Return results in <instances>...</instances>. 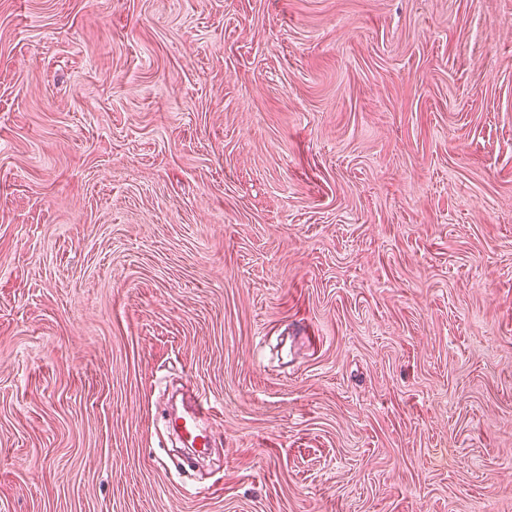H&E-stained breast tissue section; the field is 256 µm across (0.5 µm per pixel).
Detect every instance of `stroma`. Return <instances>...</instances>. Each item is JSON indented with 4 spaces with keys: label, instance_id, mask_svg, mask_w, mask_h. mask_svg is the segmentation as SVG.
<instances>
[{
    "label": "stroma",
    "instance_id": "obj_1",
    "mask_svg": "<svg viewBox=\"0 0 512 512\" xmlns=\"http://www.w3.org/2000/svg\"><path fill=\"white\" fill-rule=\"evenodd\" d=\"M0 512H512V0H0ZM211 409L208 404L200 403L192 416L179 417L172 423L173 429L182 438L183 448L191 453H197L201 447L208 446L207 438L202 433L200 421L202 418H212Z\"/></svg>",
    "mask_w": 512,
    "mask_h": 512
}]
</instances>
